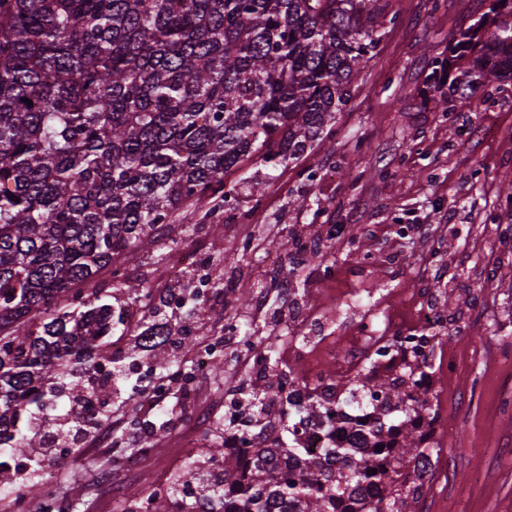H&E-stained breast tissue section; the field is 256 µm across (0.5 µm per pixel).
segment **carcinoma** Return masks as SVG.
<instances>
[{
  "mask_svg": "<svg viewBox=\"0 0 512 512\" xmlns=\"http://www.w3.org/2000/svg\"><path fill=\"white\" fill-rule=\"evenodd\" d=\"M385 9L383 0H0V444L13 456L42 445L16 423L42 405L52 371L66 369L79 420L101 362L143 360L162 377L179 367L192 317L168 325L161 299L131 326L129 307L151 288L129 283L120 259L160 246L155 227L192 209H234L230 169L293 163L323 142ZM438 67L425 80L437 105L512 81V0H489ZM323 259L313 239L292 262ZM107 267L116 288L84 292ZM117 331L129 337L121 350ZM279 341L257 338L259 370L239 385L288 410L233 428V448L203 432V460L185 459L148 512H200L210 485L223 489L215 512H420L428 472L417 465L434 449L417 371L430 365L387 376L363 367L336 381L331 408L279 368ZM381 397L368 437L303 445L310 422L352 425ZM82 464L71 448L48 469ZM0 489L19 492L15 508L30 500L7 470Z\"/></svg>",
  "mask_w": 512,
  "mask_h": 512,
  "instance_id": "carcinoma-1",
  "label": "carcinoma"
}]
</instances>
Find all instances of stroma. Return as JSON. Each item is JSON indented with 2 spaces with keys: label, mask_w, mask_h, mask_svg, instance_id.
<instances>
[{
  "label": "stroma",
  "mask_w": 512,
  "mask_h": 512,
  "mask_svg": "<svg viewBox=\"0 0 512 512\" xmlns=\"http://www.w3.org/2000/svg\"><path fill=\"white\" fill-rule=\"evenodd\" d=\"M488 0H391L389 21L370 52L353 97L336 116L335 135L306 158L288 166L253 162L226 172V186L237 187L232 218L215 217L195 239L211 257V279L230 281L223 299H211L197 315L193 336L207 342L223 336L224 324L251 323L258 335L275 332L284 340L304 335L293 324L291 310L278 284L286 282L305 307L321 308L325 298L315 267L289 274L286 252L268 255L270 240L291 243L306 239L311 227L343 224L354 233L350 243L328 245L338 276L336 311L329 321L338 327L355 317L354 300L370 302L386 313L394 327L412 324L408 312L389 300L392 289L413 290L426 278L440 282L437 304L450 318L465 321L464 331L443 343L462 364L452 375L436 378L431 406L448 421L435 438L446 469L435 472L427 496L434 512H512V369L503 361L512 352V279L488 281L493 267L512 263V84L479 89L470 110L443 112L418 90L446 51L449 39L473 23ZM308 195L307 209L293 200ZM259 227L239 268H226L221 254L237 250L239 227ZM396 224L424 225L423 233L403 242L394 239ZM130 276L145 280L160 296H168L174 280L195 285L188 270L153 263L147 254L129 255ZM472 306L460 304V297ZM242 367L225 361L224 372L203 373L199 389L207 424L224 416V395L237 386ZM480 381V409H462L473 381ZM172 418L149 411L143 399L126 410L107 409L116 443H85L90 470L36 478L34 499L58 495L92 502L151 486L164 462L178 451L176 443L185 408L178 394L165 402ZM158 423L156 460L139 473L113 478L110 461L119 449L133 447L129 413Z\"/></svg>",
  "instance_id": "stroma-1"
}]
</instances>
